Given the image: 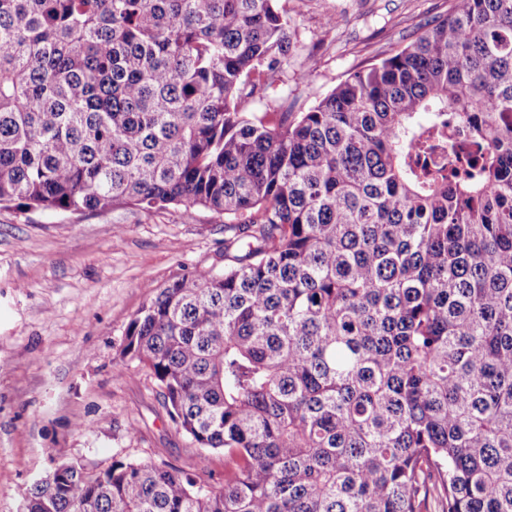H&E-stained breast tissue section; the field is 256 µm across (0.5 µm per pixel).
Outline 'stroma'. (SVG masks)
Wrapping results in <instances>:
<instances>
[{
	"instance_id": "obj_1",
	"label": "stroma",
	"mask_w": 512,
	"mask_h": 512,
	"mask_svg": "<svg viewBox=\"0 0 512 512\" xmlns=\"http://www.w3.org/2000/svg\"><path fill=\"white\" fill-rule=\"evenodd\" d=\"M290 18L284 82L260 103L304 112L377 53L405 46L448 0H279ZM335 24L323 30L327 15ZM308 79H298L303 68ZM224 219L198 207L55 213L0 209V512L60 463L95 473L114 460L206 469L172 422L149 372L123 359L126 327L184 274L224 270Z\"/></svg>"
}]
</instances>
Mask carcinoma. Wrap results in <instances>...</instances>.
Instances as JSON below:
<instances>
[{
    "mask_svg": "<svg viewBox=\"0 0 512 512\" xmlns=\"http://www.w3.org/2000/svg\"><path fill=\"white\" fill-rule=\"evenodd\" d=\"M278 2L0 0V207L229 232L122 349L224 484L62 464L22 512H512V0H449L273 117ZM450 121L468 154L438 163Z\"/></svg>",
    "mask_w": 512,
    "mask_h": 512,
    "instance_id": "carcinoma-1",
    "label": "carcinoma"
}]
</instances>
